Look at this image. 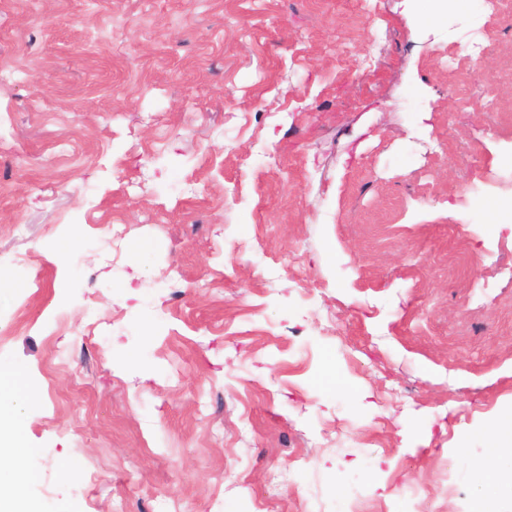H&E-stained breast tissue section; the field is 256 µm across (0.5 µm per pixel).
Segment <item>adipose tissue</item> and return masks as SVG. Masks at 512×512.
<instances>
[{"mask_svg":"<svg viewBox=\"0 0 512 512\" xmlns=\"http://www.w3.org/2000/svg\"><path fill=\"white\" fill-rule=\"evenodd\" d=\"M36 397L22 369L11 363L0 362V512H37L24 495L27 486L37 477L29 462L36 451L24 440L25 417L23 409ZM512 436V411L500 415L487 435L489 452L470 465L474 481L482 489L473 512H488V501L498 493H512V484L489 478L496 467L512 461V448L502 447L505 437Z\"/></svg>","mask_w":512,"mask_h":512,"instance_id":"ef3b65f1","label":"adipose tissue"}]
</instances>
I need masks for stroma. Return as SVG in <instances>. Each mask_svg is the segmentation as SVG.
Listing matches in <instances>:
<instances>
[{
	"label": "stroma",
	"mask_w": 512,
	"mask_h": 512,
	"mask_svg": "<svg viewBox=\"0 0 512 512\" xmlns=\"http://www.w3.org/2000/svg\"><path fill=\"white\" fill-rule=\"evenodd\" d=\"M472 3L0 0L40 512H472L512 409V13Z\"/></svg>",
	"instance_id": "1"
}]
</instances>
